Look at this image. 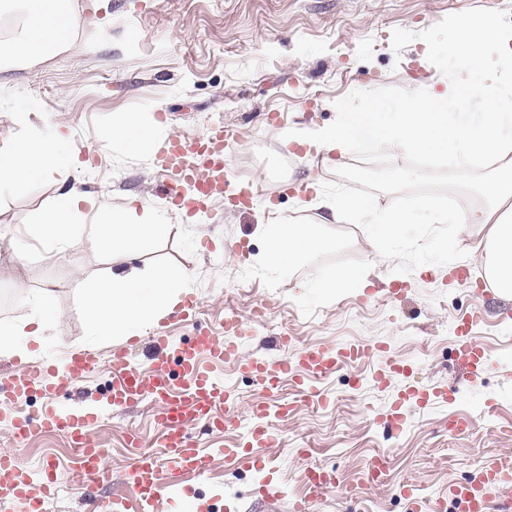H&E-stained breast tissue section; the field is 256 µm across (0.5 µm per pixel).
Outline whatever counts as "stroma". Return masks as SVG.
Instances as JSON below:
<instances>
[{"instance_id": "obj_1", "label": "stroma", "mask_w": 512, "mask_h": 512, "mask_svg": "<svg viewBox=\"0 0 512 512\" xmlns=\"http://www.w3.org/2000/svg\"><path fill=\"white\" fill-rule=\"evenodd\" d=\"M99 1L79 0L96 24L80 31L72 56L34 72L0 74V139L14 128L17 97L28 96L49 123L68 127L82 164L0 196V321L29 318L30 307L17 290L21 283L32 291L49 289L60 314L59 334L30 344L27 359L0 356V378L20 363L60 362L72 351L98 358L74 393L57 395L55 403L100 414L93 439L108 452L109 479L78 494L61 489L49 512H91V497L115 493L134 500L127 433L136 428L153 440L158 415L148 400L131 408L112 405L110 351L124 339L93 336L83 291L75 286L106 273V254L86 239L63 254L32 239L21 247L13 240L63 184L90 198L111 197L116 209L133 199L167 213L172 229L132 265L145 273L159 264L193 273L198 315L176 322L165 340L143 328L132 366L174 353L196 332L222 335L224 319L236 315L250 331L240 343L247 360L278 358L285 351L279 338L289 335L300 346L380 344L408 367L382 387L371 379L375 359L344 366L320 383L322 404L283 384L281 395L295 408L276 422L275 445L256 449L265 460L257 470L226 460L224 451L246 441L252 406L263 393L249 373L224 365L223 379L237 398L233 423L221 433L203 422L190 428L192 440L212 452L209 471L186 480L167 512H288L289 499L305 492L310 464L335 469L338 480L311 512H413L411 499L400 493L405 485L421 498L443 499V512H455L449 485L467 481L493 455L512 451V299L496 296L486 304L448 280L449 268L463 263L484 278L475 250L480 227L461 233L448 223L414 224L391 240L372 225L336 219L329 204L361 193L379 211L417 210L438 204L452 189L474 194L491 169L479 165L458 174L451 159H430L420 175L408 176L392 153L329 155L307 146L298 154L284 144L280 128L264 125L262 115L276 111L289 126L322 127L335 122L336 103L366 97L390 105L405 91L424 89L431 75L452 78L454 59L441 58L429 70L427 43L462 23L512 26V0H103V10ZM124 112L166 113L172 134L233 126L232 164L250 165L257 186L253 204L228 209L219 200L191 217L155 198L154 163L105 150L99 138ZM274 218L313 228L322 248L292 270L267 267L266 243L256 228ZM386 253L393 254L392 262L383 261ZM363 267L364 284L333 293L319 286L335 271ZM483 304L485 319L472 330L483 358L466 365L457 357V321ZM257 306L264 319L254 318ZM445 390L453 392V401L442 398ZM423 394L429 401L422 407ZM396 402L406 418L391 432L382 418ZM452 416L470 418L473 425L449 433ZM18 454L36 479L43 466L64 471L73 460L68 440L57 433L33 436ZM379 454L387 458L386 476L371 484L367 473Z\"/></svg>"}]
</instances>
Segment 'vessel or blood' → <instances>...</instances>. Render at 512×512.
Segmentation results:
<instances>
[{
	"label": "vessel or blood",
	"instance_id": "b4317fda",
	"mask_svg": "<svg viewBox=\"0 0 512 512\" xmlns=\"http://www.w3.org/2000/svg\"><path fill=\"white\" fill-rule=\"evenodd\" d=\"M235 134L224 126L202 136L185 139L171 136L158 151L156 165L167 175L157 194L172 206L188 211L206 207L223 198L224 187L231 175V158L227 151ZM225 339L196 333L191 341L177 352L176 364H169L166 355H157L149 368L131 367L130 350L122 347L112 353V404L127 408L148 400L157 405L160 413L155 450H147L145 440L137 431L128 434L129 447L135 448L128 475L136 489L143 512H159L161 486L170 494H178V475L205 476L209 456L195 444L187 433L198 422H206L221 431L230 421L236 405L233 390L224 386L214 374L218 363L240 361L239 340L248 333L245 323L236 317L224 321ZM470 321L458 327L459 359L477 362L480 348L470 337ZM378 345L364 343L349 347L343 344L301 347L272 360H253L243 363L264 394L252 413L256 424L248 434L249 444L271 445L274 430L267 425L270 415L287 417L291 404L279 401L284 381H292L298 392L317 395V386L346 364L362 360L378 352ZM241 362V361H240ZM65 370H58L54 361L46 360L36 368L21 366L0 380V399H17L31 390L46 396L40 416L12 417L11 436L15 445H24L43 429L64 435L75 449L70 471L45 468L40 480H33L27 465L16 455L0 452V488L15 498L27 500L32 512H46L47 504L62 485L83 490L107 477L104 466L105 449L96 446L92 433L98 426V413L84 410L63 412L54 403L66 387L82 379L95 364L87 352L70 353ZM306 495L291 503V512H310L313 500L322 497L327 489L336 487L335 471L310 468L306 471ZM512 487V452L505 451L489 459L477 479L450 485L449 497L458 500L464 512H512V499L492 504L487 494L491 488Z\"/></svg>",
	"mask_w": 512,
	"mask_h": 512
}]
</instances>
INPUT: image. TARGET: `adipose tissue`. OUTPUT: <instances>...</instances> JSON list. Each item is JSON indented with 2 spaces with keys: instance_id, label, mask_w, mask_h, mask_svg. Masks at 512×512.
Here are the masks:
<instances>
[{
  "instance_id": "1",
  "label": "adipose tissue",
  "mask_w": 512,
  "mask_h": 512,
  "mask_svg": "<svg viewBox=\"0 0 512 512\" xmlns=\"http://www.w3.org/2000/svg\"><path fill=\"white\" fill-rule=\"evenodd\" d=\"M89 20L78 10L77 0H0V74L32 71L55 56L71 52L78 33ZM428 56L456 58L457 72L443 91L420 96L406 92L398 109L380 107L370 100L339 103L336 123L302 134L289 133V141L302 140L318 150L347 154L373 148L411 156H449L458 168H470L484 157H494L490 176L477 187L485 206L464 215L434 209L422 214L394 209L374 211L364 195L338 199L336 216L372 224L390 239L402 237L412 224H471L489 227L479 242L480 259L502 297H512V26L491 32L451 33L440 43L426 46ZM475 100L477 111L462 108ZM13 122L20 136L0 147V195L14 192L34 179L79 167L78 150L70 134L49 125L44 113L29 102L16 104ZM166 137L156 119L125 113L102 133L106 146L152 157ZM83 194L61 189L38 218L40 241L66 252L85 221ZM102 219L92 230V241L108 257V274L84 284L88 320L99 337L135 335L147 323L180 303L192 292L188 270L157 268L150 279L130 267L132 257L147 250L161 229L160 217L151 209L127 207L113 211L103 206ZM266 265L280 271L294 268L315 252L319 241L307 226L279 220L261 224ZM30 324L0 322V354L26 356L29 343L42 342L55 330L58 314L49 290L31 293Z\"/></svg>"
}]
</instances>
